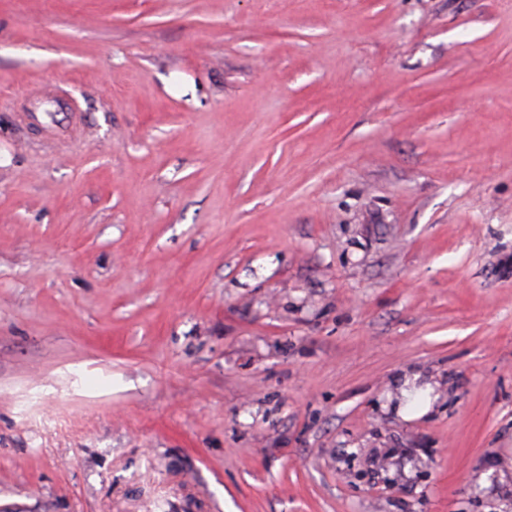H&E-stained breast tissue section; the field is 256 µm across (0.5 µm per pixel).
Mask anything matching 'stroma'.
<instances>
[{"label": "stroma", "mask_w": 512, "mask_h": 512, "mask_svg": "<svg viewBox=\"0 0 512 512\" xmlns=\"http://www.w3.org/2000/svg\"><path fill=\"white\" fill-rule=\"evenodd\" d=\"M0 512H512V0H0Z\"/></svg>", "instance_id": "35a3bbf8"}]
</instances>
